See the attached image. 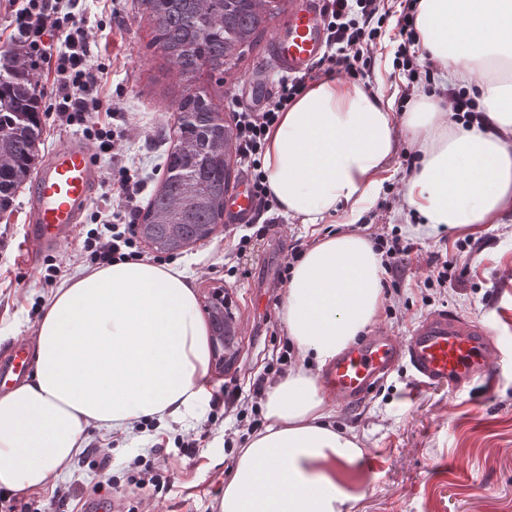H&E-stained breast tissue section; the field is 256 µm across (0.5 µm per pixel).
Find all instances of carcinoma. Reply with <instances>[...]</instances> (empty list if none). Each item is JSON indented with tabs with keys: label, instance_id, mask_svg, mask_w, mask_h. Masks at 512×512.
<instances>
[{
	"label": "carcinoma",
	"instance_id": "obj_1",
	"mask_svg": "<svg viewBox=\"0 0 512 512\" xmlns=\"http://www.w3.org/2000/svg\"><path fill=\"white\" fill-rule=\"evenodd\" d=\"M155 24L159 45L183 80L177 138L165 159V177L140 217V233L167 251L168 225L179 227L182 245L203 240L224 216L231 187V156L224 149L229 124L194 87L202 71L224 75L245 49L257 45L279 10L269 0H141ZM41 95L16 56L0 73V210L9 207L27 179L42 138Z\"/></svg>",
	"mask_w": 512,
	"mask_h": 512
}]
</instances>
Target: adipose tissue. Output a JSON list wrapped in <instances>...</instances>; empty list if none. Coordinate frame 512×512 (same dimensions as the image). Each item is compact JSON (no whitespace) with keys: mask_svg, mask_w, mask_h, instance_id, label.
<instances>
[{"mask_svg":"<svg viewBox=\"0 0 512 512\" xmlns=\"http://www.w3.org/2000/svg\"><path fill=\"white\" fill-rule=\"evenodd\" d=\"M422 51L441 85L477 84L482 124L463 126L426 97L410 111L360 84L309 86L266 135L263 169L279 212L314 227L360 223L405 128L420 160L402 208L418 229H475L512 214V0H419ZM381 256L349 231L318 236L294 264L282 316L298 366L269 386L266 425L240 449L218 512H352L356 435L331 421L313 374L384 305ZM208 328L185 271L116 262L59 288L37 328L34 374L0 395V487L46 485L70 470L88 426L186 421L212 396Z\"/></svg>","mask_w":512,"mask_h":512,"instance_id":"ef3b65f1","label":"adipose tissue"}]
</instances>
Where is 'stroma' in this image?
Listing matches in <instances>:
<instances>
[{
	"mask_svg": "<svg viewBox=\"0 0 512 512\" xmlns=\"http://www.w3.org/2000/svg\"><path fill=\"white\" fill-rule=\"evenodd\" d=\"M79 7L95 46L89 63L105 70L116 112L113 124L126 130L121 153L131 175L143 184L139 204L144 207L165 176L163 159L176 137V109L186 83L154 44V23L140 0H81ZM269 41L262 36L223 82L205 72L198 76L197 86L225 117H232L234 104L251 102L255 80L277 83L280 74ZM397 46L394 30H387L374 50L369 75L378 93L395 100L407 83L393 67ZM396 135L399 154L363 218L373 233L406 227L400 206L407 173L400 155L411 146L404 129ZM29 197V187H22L12 206L0 211V357L15 342L34 345L37 326L56 293L44 282L50 266H59L66 280L94 269L84 244L94 227L93 214L103 208L99 197H92L73 237L45 253L27 237ZM249 233L251 242L241 256L235 250L241 231L225 221L208 238L165 256L167 266L193 277L199 311H206L213 292L220 289L236 319L232 365L210 370L212 393L219 397L228 388L248 394L253 379L275 366L289 341L282 319L286 283L280 272L291 248L303 250L311 242L302 225L282 218ZM468 233L448 228L414 236L419 254L411 258L396 290L386 295L376 326L405 336L433 310L480 322L491 329L502 351L495 385L477 382L458 393L444 386L422 388L410 368L400 367L361 404L331 403L333 424L356 434L363 450L364 481L354 512H512V223L482 225L469 233L480 241V252H457L455 241ZM446 254L456 255L469 273L424 304L420 283L427 262ZM188 436L195 439L197 451L180 454L178 440ZM249 437L247 422L209 403L188 423L154 419L148 427L125 434L91 427L68 474L47 486L18 491L16 497L22 505L36 502L39 512H81L75 502L59 503L56 491L72 485L79 497L94 500L100 475L89 462L96 449L105 448L112 456L110 499L123 502L129 463L161 447L170 486L160 493L141 490L139 512H215L224 477Z\"/></svg>",
	"mask_w": 512,
	"mask_h": 512,
	"instance_id": "obj_1",
	"label": "stroma"
}]
</instances>
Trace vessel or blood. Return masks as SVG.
I'll return each mask as SVG.
<instances>
[{
  "mask_svg": "<svg viewBox=\"0 0 512 512\" xmlns=\"http://www.w3.org/2000/svg\"><path fill=\"white\" fill-rule=\"evenodd\" d=\"M323 0H300L278 24L270 41L271 54L288 73L307 71L325 42ZM102 179L89 144L72 137L51 149L38 169L28 212L29 232L45 251L68 241L80 224ZM257 200L249 189L227 196L224 212L229 222L246 223ZM500 351L486 327L453 312L428 314L406 337L380 331L337 354L324 371L326 389L348 405L364 400L394 369L406 365L424 386L453 391L474 382L492 384ZM28 367L25 344H18L0 362V384L21 379Z\"/></svg>",
  "mask_w": 512,
  "mask_h": 512,
  "instance_id": "obj_1",
  "label": "vessel or blood"
}]
</instances>
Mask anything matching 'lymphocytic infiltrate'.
Wrapping results in <instances>:
<instances>
[{"mask_svg":"<svg viewBox=\"0 0 512 512\" xmlns=\"http://www.w3.org/2000/svg\"><path fill=\"white\" fill-rule=\"evenodd\" d=\"M79 0H20L14 10L9 45L18 46L21 56L36 67L46 65L52 74L55 111L69 121L82 124L100 114L111 112L112 99L103 91V72L93 69L88 59L90 42L84 19L78 10ZM417 0H402L397 18L400 40L394 65L406 75L408 83L402 96L410 102L423 80L416 58L410 49L419 36L416 29ZM327 26V51L310 70L283 78L260 110L242 107L235 114L234 139L260 209L270 210L272 199L262 169L265 136L279 121L281 112L300 96L307 81L337 73L356 80L370 71L376 38L388 12L385 0H327L324 9ZM62 37V50H54L55 37ZM120 178L103 202L115 203L116 209L102 229L90 230L86 247L91 261L108 265L122 261L143 260L145 252L137 232L141 184L125 165H118Z\"/></svg>","mask_w":512,"mask_h":512,"instance_id":"1","label":"lymphocytic infiltrate"}]
</instances>
